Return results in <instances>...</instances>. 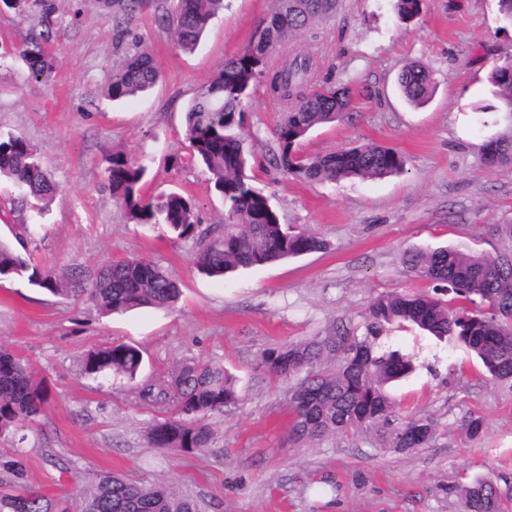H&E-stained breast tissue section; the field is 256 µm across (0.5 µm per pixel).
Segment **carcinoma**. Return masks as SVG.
<instances>
[{"label":"carcinoma","instance_id":"cac0c4a2","mask_svg":"<svg viewBox=\"0 0 512 512\" xmlns=\"http://www.w3.org/2000/svg\"><path fill=\"white\" fill-rule=\"evenodd\" d=\"M339 0H274L259 36L237 54L224 59L216 76L191 99L185 115V139L190 158L209 174L216 193L224 198V225L204 236L198 255L202 272L225 276L240 268L260 266L327 248L308 231L281 223L270 197L256 189L244 151L242 106L258 82L284 104L275 129L273 164L306 183L347 179H380L403 172L402 154L386 145L366 143L336 152L301 156L296 147L317 126L342 119L351 106L346 85L314 81L316 63L309 53L293 56L273 70L269 59L288 39L311 31L314 23L336 12ZM399 21L416 20L423 0H390ZM118 42L129 50L107 82V93L119 100L156 85L161 71L140 48L132 32L137 14L151 7L167 24L177 46L194 51L211 18L224 9V0H106ZM41 30L18 51L27 78H44L53 68L46 51L56 12L55 0H39ZM498 110L512 115V56L494 65L488 76ZM434 86L432 71L411 65L399 77V88L413 105L424 104ZM484 164L512 165V132L488 140ZM146 165L122 152L108 159L106 185L112 199L131 221L163 225L178 239L195 236L196 203L177 192L152 199L144 192ZM14 184L18 210L43 214L58 186L43 170L30 143L22 136L0 132V180ZM495 234L510 247L496 255L475 248L410 249L404 264L417 277L433 284L437 296L388 293L370 303L357 336L342 327L325 336L271 348L262 364L273 376L295 380L288 399L292 414L290 441L307 444L336 435L369 430L381 445L407 451L428 445L436 423L429 415L402 416L384 387L415 371L414 358L398 350L381 349L386 326L409 322L438 340L460 343L481 361L489 379L512 383V224H498ZM27 276L28 282L55 294L92 304L105 315L142 306L167 308L180 295V283L155 261L117 260L69 279L31 265L8 242L0 241V278ZM142 351L128 343H111L87 351L83 372L93 379L119 377L130 384L135 400L162 406L167 416L147 434L154 448L183 452L210 447L212 430L206 419L239 401L224 366L188 361L176 368L160 389L140 384ZM48 388L36 380L22 359L0 347V437L17 436L44 411ZM462 425L472 439L482 436L483 418L470 413ZM460 498L463 512H502L501 490L491 478L448 486ZM0 512H199L196 501L161 482L150 488L111 473L99 474L81 486L75 504L54 500L17 483L0 487Z\"/></svg>","mask_w":512,"mask_h":512}]
</instances>
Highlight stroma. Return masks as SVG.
<instances>
[{"label": "stroma", "instance_id": "1", "mask_svg": "<svg viewBox=\"0 0 512 512\" xmlns=\"http://www.w3.org/2000/svg\"><path fill=\"white\" fill-rule=\"evenodd\" d=\"M56 7L55 66L39 82L26 78L15 56L38 24V8L0 10V131L23 134L60 186L25 253L61 278L148 258L179 280L182 295L168 310L102 316L27 279L0 280V345L50 391L25 443L0 439V452L21 462L25 485L69 497L86 478L110 471L147 488L168 481L200 512H460L449 483H512V387L489 381L464 346L408 323L387 326L382 347L411 354L417 364L410 377L387 386L389 397L402 414H427L438 424L429 445L407 453L380 447L369 433L292 444L291 383L262 364L266 349L358 326L379 294L428 291L407 271V249H502L493 227L512 223V165L490 169L482 158L484 143L512 126L489 108L487 75L512 54V29L501 30L497 0H424L408 24L389 0H340L335 17L315 25L316 40L295 35L270 58L275 69L290 53L310 52L318 83L352 90L348 117L313 129L299 146L302 155L373 142L400 151L406 172L323 184L284 174L272 161L282 106L258 84L243 107L253 184L282 223L316 234L327 247L225 279L197 266L200 235L223 224L224 200L190 160L184 112L224 58L256 36L273 0H225L190 53L145 10L133 30L162 78L124 101L105 91L125 49L98 0H56ZM411 63L428 65L435 77L431 99L419 107L398 86ZM116 151L148 163L146 195L175 191L195 200L199 236L179 240L129 219L105 186L106 158ZM113 342L142 350L143 383L162 386L186 361L221 364L235 377L241 399L210 417L209 448L150 447L147 432L163 408L140 404L122 380L83 374L84 352ZM472 412L484 419L477 440L461 426Z\"/></svg>", "mask_w": 512, "mask_h": 512}]
</instances>
